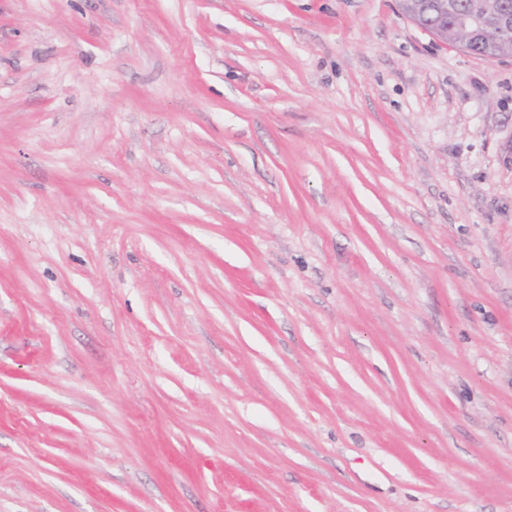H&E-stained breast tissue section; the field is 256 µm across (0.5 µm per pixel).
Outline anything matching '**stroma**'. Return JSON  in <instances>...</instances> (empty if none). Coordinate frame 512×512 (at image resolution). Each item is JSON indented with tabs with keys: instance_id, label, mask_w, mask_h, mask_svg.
<instances>
[{
	"instance_id": "stroma-1",
	"label": "stroma",
	"mask_w": 512,
	"mask_h": 512,
	"mask_svg": "<svg viewBox=\"0 0 512 512\" xmlns=\"http://www.w3.org/2000/svg\"><path fill=\"white\" fill-rule=\"evenodd\" d=\"M0 512H512V56L0 0Z\"/></svg>"
}]
</instances>
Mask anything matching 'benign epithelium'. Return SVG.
Wrapping results in <instances>:
<instances>
[{"label": "benign epithelium", "mask_w": 512, "mask_h": 512, "mask_svg": "<svg viewBox=\"0 0 512 512\" xmlns=\"http://www.w3.org/2000/svg\"><path fill=\"white\" fill-rule=\"evenodd\" d=\"M408 18L419 24L431 18L427 28L436 39L448 42V33L460 31L466 36L463 50L492 30L512 29V0H468L459 6L455 0H400Z\"/></svg>", "instance_id": "obj_1"}]
</instances>
